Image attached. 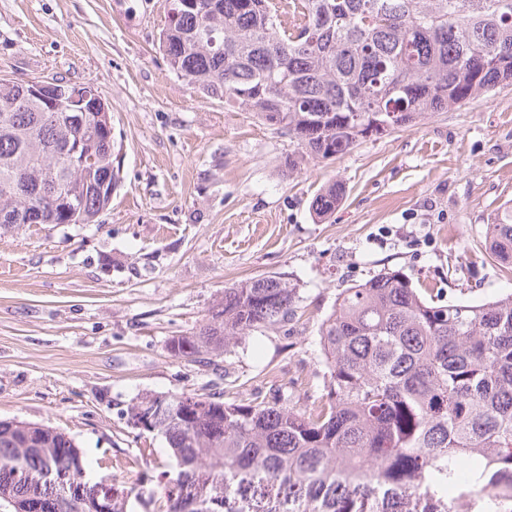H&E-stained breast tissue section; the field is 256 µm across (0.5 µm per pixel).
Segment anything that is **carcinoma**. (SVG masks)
Wrapping results in <instances>:
<instances>
[{
  "label": "carcinoma",
  "instance_id": "cac0c4a2",
  "mask_svg": "<svg viewBox=\"0 0 512 512\" xmlns=\"http://www.w3.org/2000/svg\"><path fill=\"white\" fill-rule=\"evenodd\" d=\"M159 48L194 89L256 113L293 139L299 158L329 160L430 112H446L512 83V0H198L166 23ZM108 104L70 130L19 82L0 79V229L89 224L108 201L94 184L112 169ZM53 199L7 192L21 180ZM332 183L313 200L333 213ZM488 248L512 267V211L489 225ZM296 288L279 275L224 289L199 330L174 336L178 358L231 351L247 331L293 312ZM327 393L316 410L277 400L236 404L200 396L183 420L169 395L152 434L169 449L160 512H274L269 488L303 512H512V292L438 304L396 270L344 288L320 326ZM69 435L20 437L0 420V512L31 491L11 479L88 473ZM219 483L224 497L215 498ZM129 487L112 512H131Z\"/></svg>",
  "mask_w": 512,
  "mask_h": 512
}]
</instances>
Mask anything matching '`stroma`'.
<instances>
[{"label":"stroma","mask_w":512,"mask_h":512,"mask_svg":"<svg viewBox=\"0 0 512 512\" xmlns=\"http://www.w3.org/2000/svg\"><path fill=\"white\" fill-rule=\"evenodd\" d=\"M167 0H0V77L91 83L112 115V201L90 224L0 230V419L63 430L91 476L160 494L165 442L125 418L146 392L314 408L319 328L341 289L401 271L445 304L512 291L486 246L512 208V86L330 160L194 91L159 49ZM345 195L318 219L327 184ZM279 274L288 321L173 357L225 289Z\"/></svg>","instance_id":"1"}]
</instances>
